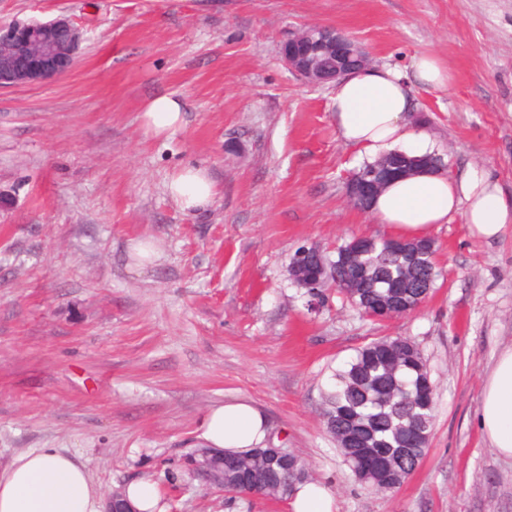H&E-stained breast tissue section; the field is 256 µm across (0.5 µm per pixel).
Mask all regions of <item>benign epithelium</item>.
<instances>
[{"mask_svg": "<svg viewBox=\"0 0 512 512\" xmlns=\"http://www.w3.org/2000/svg\"><path fill=\"white\" fill-rule=\"evenodd\" d=\"M82 32L64 18L45 22L0 25V88L47 83L68 73L76 64ZM284 65L314 87L333 85L352 65L368 62L365 50L334 28L312 25L295 32L280 47ZM395 172L385 166L367 177L354 173L346 185L350 200L372 196ZM223 451L199 448L191 456L193 471L209 487H224ZM105 512H136L120 490L107 496Z\"/></svg>", "mask_w": 512, "mask_h": 512, "instance_id": "obj_1", "label": "benign epithelium"}]
</instances>
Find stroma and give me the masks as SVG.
<instances>
[{
  "label": "stroma",
  "mask_w": 512,
  "mask_h": 512,
  "mask_svg": "<svg viewBox=\"0 0 512 512\" xmlns=\"http://www.w3.org/2000/svg\"><path fill=\"white\" fill-rule=\"evenodd\" d=\"M68 19L75 67L0 88V464L30 448L81 456L104 492L154 482L166 512H292L188 473L213 405L244 397L269 447L303 458L335 512H512V459L482 435L484 379L512 345V225L473 237L461 215L430 237L441 275L414 313L363 317L335 286L311 303L295 252L334 255L386 225L350 204L360 165L332 87L279 54L295 31L349 35L375 66L438 55L448 89H413L448 173L477 169L512 198V0H0V24ZM184 124L146 133L149 98ZM206 168L212 203L182 212L175 168ZM161 253L137 265L132 242ZM406 336L436 388L427 453L395 491L355 481L323 424L322 391L357 349Z\"/></svg>",
  "instance_id": "stroma-1"
}]
</instances>
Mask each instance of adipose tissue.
<instances>
[{
	"label": "adipose tissue",
	"mask_w": 512,
	"mask_h": 512,
	"mask_svg": "<svg viewBox=\"0 0 512 512\" xmlns=\"http://www.w3.org/2000/svg\"><path fill=\"white\" fill-rule=\"evenodd\" d=\"M410 74L390 67H365L339 79L330 98L343 142L356 149L359 160L372 162L392 152L410 156L434 154L435 143L408 115L415 103L410 83L447 88V67L435 56L413 57ZM144 125L162 136L183 122L181 101L171 95L144 106ZM167 191L185 211L209 204L213 181L198 168L175 172ZM371 214L388 225L393 237H427L433 225L462 214L472 236L492 241L512 224V200L478 171L459 178L423 172L396 179L374 198ZM479 423L488 442L503 457L512 458V346L504 348L483 386ZM206 447L243 453L264 447L268 421L252 401L234 398L211 407L201 422ZM105 498L79 456L57 448H34L0 468V512H103Z\"/></svg>",
	"instance_id": "1"
}]
</instances>
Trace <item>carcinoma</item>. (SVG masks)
<instances>
[{"mask_svg":"<svg viewBox=\"0 0 512 512\" xmlns=\"http://www.w3.org/2000/svg\"><path fill=\"white\" fill-rule=\"evenodd\" d=\"M438 277L434 242L413 240L397 249L388 239L361 238L324 254L306 266L307 293L323 298L336 286L368 317H401L417 309ZM323 392L325 428L355 479L383 493L399 488L420 465L435 419V393L419 347L403 337L374 340L359 348L332 375ZM266 452L255 448L224 466V492L266 488L281 498L304 482L305 462L290 453L270 467Z\"/></svg>","mask_w":512,"mask_h":512,"instance_id":"cac0c4a2","label":"carcinoma"}]
</instances>
